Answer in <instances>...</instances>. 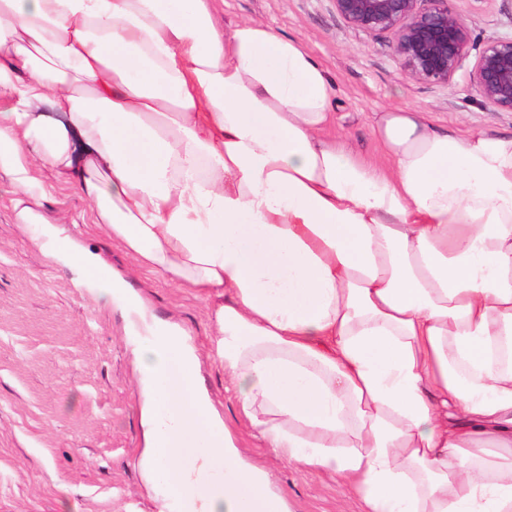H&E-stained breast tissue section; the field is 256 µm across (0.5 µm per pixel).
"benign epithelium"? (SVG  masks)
I'll return each instance as SVG.
<instances>
[{"mask_svg": "<svg viewBox=\"0 0 512 512\" xmlns=\"http://www.w3.org/2000/svg\"><path fill=\"white\" fill-rule=\"evenodd\" d=\"M364 32L390 31L403 70L413 79L448 84L469 59L470 86L495 112H512V35L482 45L448 0H335Z\"/></svg>", "mask_w": 512, "mask_h": 512, "instance_id": "7a95c632", "label": "benign epithelium"}]
</instances>
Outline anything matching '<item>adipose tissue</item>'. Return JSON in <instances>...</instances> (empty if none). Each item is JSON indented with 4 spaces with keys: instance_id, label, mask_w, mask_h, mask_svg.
Returning <instances> with one entry per match:
<instances>
[{
    "instance_id": "1",
    "label": "adipose tissue",
    "mask_w": 512,
    "mask_h": 512,
    "mask_svg": "<svg viewBox=\"0 0 512 512\" xmlns=\"http://www.w3.org/2000/svg\"><path fill=\"white\" fill-rule=\"evenodd\" d=\"M219 0H0V172L48 169L92 225L204 300L242 415L365 512H512V136L375 115L391 165L326 136L297 40ZM43 251L117 305L165 512H291L201 388L177 324L61 226Z\"/></svg>"
}]
</instances>
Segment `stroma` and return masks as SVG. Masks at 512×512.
I'll use <instances>...</instances> for the list:
<instances>
[{
	"label": "stroma",
	"instance_id": "35a3bbf8",
	"mask_svg": "<svg viewBox=\"0 0 512 512\" xmlns=\"http://www.w3.org/2000/svg\"><path fill=\"white\" fill-rule=\"evenodd\" d=\"M478 42L512 34V0H450ZM225 28L243 21L300 41L334 87L329 137L385 168L375 112L411 107L440 130L512 135V112H495L472 90L469 68L446 85L413 80L402 70L389 32H364L334 0H224ZM51 193L36 214L77 228L82 244L124 277L154 315L188 330L202 352L200 383L241 447L260 458L293 512H362L330 473L263 448L240 414L212 349L205 302L136 269L131 257L90 225L87 201L51 171ZM11 179L0 173V512H156L144 485L139 381L119 310L77 287L69 270L39 248L18 216Z\"/></svg>",
	"mask_w": 512,
	"mask_h": 512
}]
</instances>
